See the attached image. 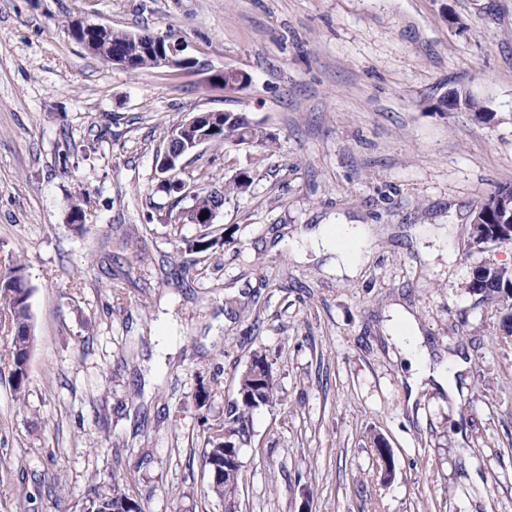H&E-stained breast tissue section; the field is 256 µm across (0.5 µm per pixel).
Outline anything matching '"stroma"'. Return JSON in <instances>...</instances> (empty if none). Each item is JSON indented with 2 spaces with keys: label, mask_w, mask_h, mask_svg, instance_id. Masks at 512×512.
Here are the masks:
<instances>
[{
  "label": "stroma",
  "mask_w": 512,
  "mask_h": 512,
  "mask_svg": "<svg viewBox=\"0 0 512 512\" xmlns=\"http://www.w3.org/2000/svg\"><path fill=\"white\" fill-rule=\"evenodd\" d=\"M78 19L171 33L190 63L128 72ZM227 68L250 83L225 89ZM452 89L494 121L448 111ZM206 112L277 142L185 156L197 190L253 182L182 224L157 156ZM503 185L512 0H0V277L23 264L32 330L20 400L0 309V512H80L124 482L144 512H512V297L469 287L482 263L512 266V246L468 247ZM339 224L371 236L351 278L312 238ZM399 311L434 361L468 360L457 395L408 403ZM256 352L284 402L252 411L238 491L218 499L206 425Z\"/></svg>",
  "instance_id": "35a3bbf8"
}]
</instances>
